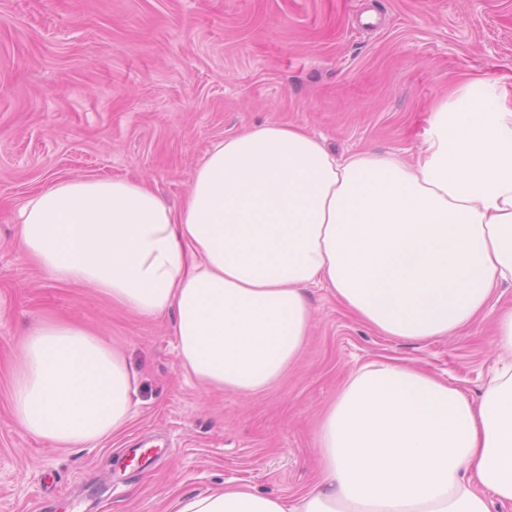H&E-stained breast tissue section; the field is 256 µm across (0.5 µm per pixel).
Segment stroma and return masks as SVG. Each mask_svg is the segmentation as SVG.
I'll use <instances>...</instances> for the list:
<instances>
[{"mask_svg":"<svg viewBox=\"0 0 512 512\" xmlns=\"http://www.w3.org/2000/svg\"><path fill=\"white\" fill-rule=\"evenodd\" d=\"M467 75L512 105V0H0V512H171L227 483L293 498L316 477V424L347 376L393 359L479 398L497 360L485 314L428 341L382 335L330 290L300 359L264 392L208 389L183 370L172 315L146 320L61 284L20 251L17 210L72 177L144 178L168 202L218 140L272 122L336 154L411 158L432 108ZM40 319L105 337L135 375L120 433L58 448L10 401Z\"/></svg>","mask_w":512,"mask_h":512,"instance_id":"35a3bbf8","label":"stroma"}]
</instances>
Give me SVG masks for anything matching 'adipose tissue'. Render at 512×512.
I'll list each match as a JSON object with an SVG mask.
<instances>
[{"label": "adipose tissue", "mask_w": 512, "mask_h": 512, "mask_svg": "<svg viewBox=\"0 0 512 512\" xmlns=\"http://www.w3.org/2000/svg\"><path fill=\"white\" fill-rule=\"evenodd\" d=\"M22 251L145 318L173 313L185 372L246 397L300 355L314 310L337 302L383 335L460 332L512 283V107L490 77L433 109L412 161L339 157L298 124L223 138L180 206L142 180L67 179L18 211ZM480 399L390 361L352 374L323 414L320 473L292 500L242 484L177 496L172 512H491L512 502V307ZM132 378L108 342L44 322L11 382L27 433L78 446L122 431Z\"/></svg>", "instance_id": "ef3b65f1"}]
</instances>
